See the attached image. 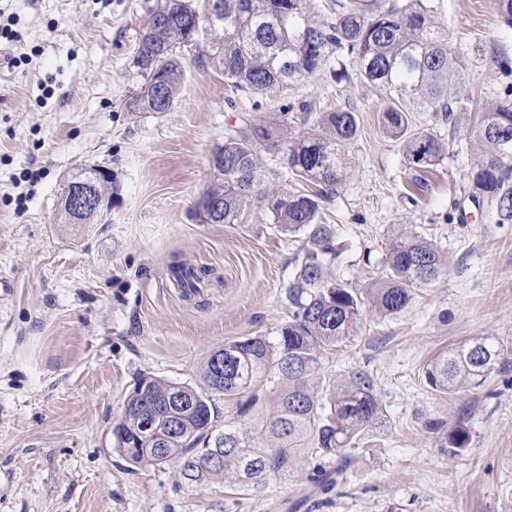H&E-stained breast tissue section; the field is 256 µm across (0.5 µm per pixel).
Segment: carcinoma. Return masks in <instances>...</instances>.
Segmentation results:
<instances>
[{
    "mask_svg": "<svg viewBox=\"0 0 512 512\" xmlns=\"http://www.w3.org/2000/svg\"><path fill=\"white\" fill-rule=\"evenodd\" d=\"M197 0H154L137 36L133 64L143 77L130 99L138 112L158 111L154 87L161 85L175 106L184 75L187 44L197 47L194 63L224 75L236 90L264 95L286 90L348 55L361 75L382 90L386 133L405 139L408 165L429 169L443 147L430 133H411L410 113L441 112L451 120L465 108L448 87L459 79L460 59L436 20L433 0H335L322 13L316 0H209L211 13ZM505 29H512V0H492ZM265 115L224 140L218 151L224 167H214L213 183L195 204L202 224H236L261 183L262 147L284 151L297 179L311 184L298 194L280 187L262 189L273 223L290 236H304L287 287L293 308L276 341L246 336L224 343L202 368L204 387L142 375L129 393L121 419L112 427L113 449L130 465H177L181 476L200 484L222 480L236 491L259 490L270 474H287L305 450L336 458V470L317 471L316 481L333 484L355 458L356 447L380 419L376 380L351 369L334 385L329 403L309 384L326 354L352 339L366 315L388 317L405 310L416 291L439 277L447 261L427 238L408 231L391 235L384 254L385 279L352 288L332 268L344 247L336 226L321 217V202L344 179L345 153L357 134L355 113L336 109L296 135L281 118ZM479 137L484 150L472 163L475 190L489 198L498 223H512V85L485 108ZM74 180L94 185L112 200L114 181L91 169ZM172 273L184 288H197L201 276L179 263ZM503 344L474 337L438 351L425 364V382L452 393L480 388L498 369ZM224 356V382L215 379V359ZM277 387L276 411L259 425L249 421L264 404L262 387ZM224 397L219 411L215 397ZM157 431L145 433L142 421ZM267 447L252 444L253 435ZM471 444L467 428L457 426L442 447L457 456Z\"/></svg>",
    "mask_w": 512,
    "mask_h": 512,
    "instance_id": "cac0c4a2",
    "label": "carcinoma"
}]
</instances>
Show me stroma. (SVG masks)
<instances>
[{
    "mask_svg": "<svg viewBox=\"0 0 512 512\" xmlns=\"http://www.w3.org/2000/svg\"><path fill=\"white\" fill-rule=\"evenodd\" d=\"M151 2L0 0L18 35L0 42V512H512V224L473 201L471 177L482 112L508 82L495 61L512 62L490 0H435L469 104L449 122L412 113L413 131L444 146L421 172L382 127V91L352 64L347 78L327 66L260 96L190 63L171 111H126L143 83L133 55ZM24 53L28 63L9 66ZM336 109L358 122L347 174L322 202L345 244L338 275L355 288L382 278L399 229L448 257L408 308L366 319L312 381L326 395L337 372H370L380 425L328 490L308 475L336 461L312 455L249 494L186 483L172 464L130 466L111 431L137 375L200 385L226 341L276 339L290 314L301 243L264 201L237 224L194 217L213 150L263 114L287 112L296 133L304 114ZM91 167L118 184L111 211L62 223L64 176ZM177 263L204 269L194 295L175 281ZM484 336L505 352L483 387L448 395L422 382L438 350ZM460 424L471 444L453 456L443 437Z\"/></svg>",
    "mask_w": 512,
    "mask_h": 512,
    "instance_id": "35a3bbf8",
    "label": "stroma"
}]
</instances>
